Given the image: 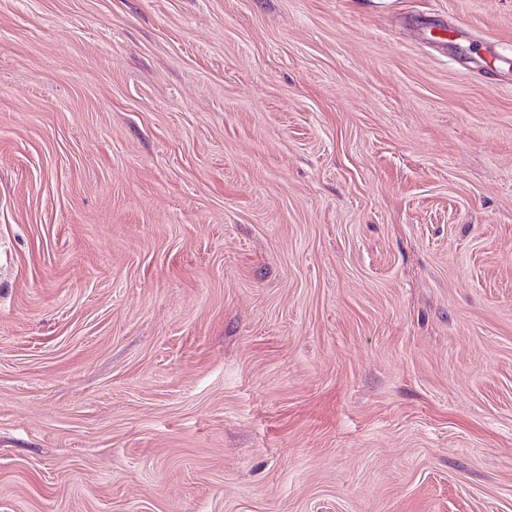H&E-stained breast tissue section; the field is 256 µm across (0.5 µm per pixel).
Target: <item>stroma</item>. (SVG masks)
<instances>
[{
	"mask_svg": "<svg viewBox=\"0 0 512 512\" xmlns=\"http://www.w3.org/2000/svg\"><path fill=\"white\" fill-rule=\"evenodd\" d=\"M489 47L512 0H0V512H512Z\"/></svg>",
	"mask_w": 512,
	"mask_h": 512,
	"instance_id": "obj_1",
	"label": "stroma"
}]
</instances>
